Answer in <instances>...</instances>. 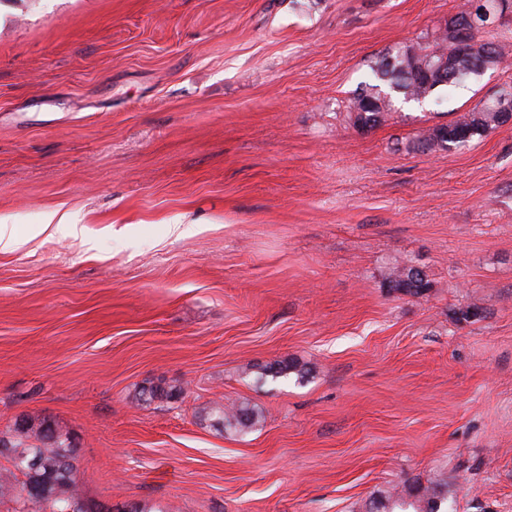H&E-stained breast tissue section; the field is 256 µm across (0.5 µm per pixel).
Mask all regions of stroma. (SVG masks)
<instances>
[{
    "label": "stroma",
    "instance_id": "1",
    "mask_svg": "<svg viewBox=\"0 0 512 512\" xmlns=\"http://www.w3.org/2000/svg\"><path fill=\"white\" fill-rule=\"evenodd\" d=\"M459 2L0 0V224L95 244L0 253V432H69L91 512H366L441 477L448 512H512V125L409 147L512 66L347 117ZM240 403L248 432L210 413ZM54 215H48L45 219V224H35L30 226L27 237L22 238L17 233L13 224L0 225V252L12 251L18 248L21 244L25 243L29 238L35 237L38 234L51 230L52 233L59 235L62 238H78L83 237L84 231L79 224H53ZM390 288L410 295H423L430 288L429 281L422 270L414 272L412 265L403 264L392 267L388 277Z\"/></svg>",
    "mask_w": 512,
    "mask_h": 512
}]
</instances>
